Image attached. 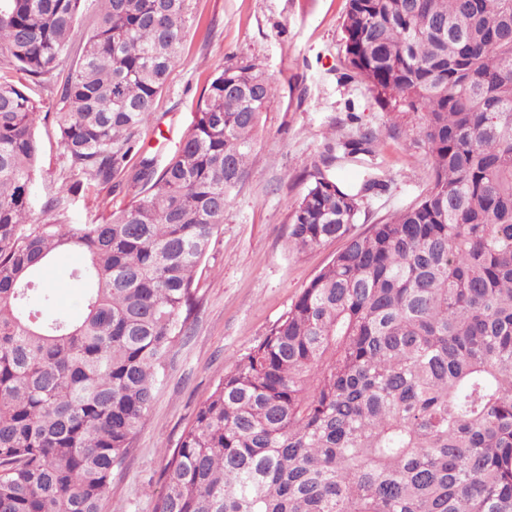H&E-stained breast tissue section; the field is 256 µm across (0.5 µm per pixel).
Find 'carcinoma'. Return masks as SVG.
<instances>
[{
    "label": "carcinoma",
    "mask_w": 512,
    "mask_h": 512,
    "mask_svg": "<svg viewBox=\"0 0 512 512\" xmlns=\"http://www.w3.org/2000/svg\"><path fill=\"white\" fill-rule=\"evenodd\" d=\"M82 2L0 0V512H100L272 98L224 68L129 206L68 223L71 178L125 169L187 34L188 0H94L58 86ZM343 32L370 91L421 113L431 188L354 235L380 179L317 170L289 245L344 247L163 450L153 512H512V0H350ZM44 92L69 167L34 224ZM65 252L78 318L41 281ZM95 19V7L91 0H88L84 4V8L78 17L76 36L73 41L72 51L70 57L65 60L64 63L56 71L55 81L57 85H62L64 82L69 68L73 61L77 59V54L82 45L83 37L87 36L93 29Z\"/></svg>",
    "instance_id": "carcinoma-1"
}]
</instances>
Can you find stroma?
<instances>
[{"mask_svg":"<svg viewBox=\"0 0 512 512\" xmlns=\"http://www.w3.org/2000/svg\"><path fill=\"white\" fill-rule=\"evenodd\" d=\"M348 0H190L188 33L178 61L138 136L139 153L111 185L78 192L71 221L102 220L133 201L129 169L140 154H172L190 128L204 89L224 67L252 63L268 76L273 98L261 119L240 186L213 238L197 278L188 330L169 353L153 405L123 462L114 468L101 512H153L164 487L162 451L175 447L206 399L235 362L256 345L299 293L344 246L336 239L304 251L288 246L291 206L306 193L326 155L337 176H378L366 193L353 233H365L417 203L432 184L420 136L421 115L378 99L345 61ZM40 143L34 221L56 191L66 164L55 116L59 96H36ZM370 152L343 155L363 134Z\"/></svg>","mask_w":512,"mask_h":512,"instance_id":"obj_1","label":"stroma"}]
</instances>
